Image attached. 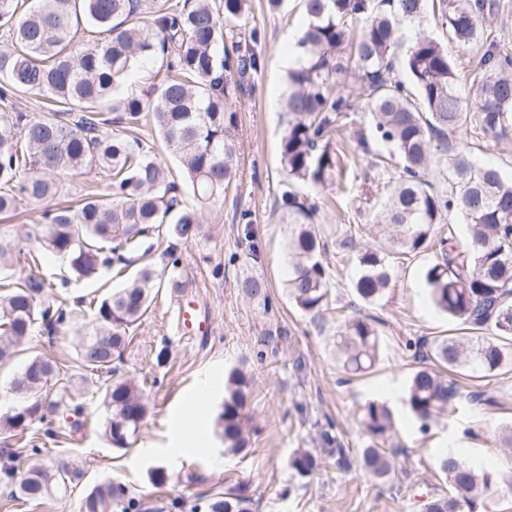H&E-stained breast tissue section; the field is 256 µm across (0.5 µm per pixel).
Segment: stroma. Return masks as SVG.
<instances>
[{
	"label": "stroma",
	"instance_id": "1",
	"mask_svg": "<svg viewBox=\"0 0 512 512\" xmlns=\"http://www.w3.org/2000/svg\"><path fill=\"white\" fill-rule=\"evenodd\" d=\"M498 2L490 25L492 41L512 52V0ZM303 23L301 0H283L274 12L266 0H249L240 32L245 37L260 32L263 66L237 96L233 183L204 210L199 236L178 246L175 275L188 284L184 295L160 292L119 365L120 374L145 381L148 389L149 410L135 442L123 451L105 438L102 425L108 412L96 387H89L83 397L84 429L45 443L48 457L77 462L80 477L67 495L38 503L22 502L14 486L0 483V512H79L85 494L111 479L139 498L143 512H170L174 499L184 503L186 512H206L210 498L239 490L250 497L251 512H422L428 496L450 490L436 466L441 452L451 449L498 474L512 473V451L499 441L512 427V371L459 377L461 391L484 392L486 404L458 401L425 427L404 403L407 380L418 362L407 341L459 333L458 323L428 298L423 269L432 252L394 267L393 288L380 303H363L352 288L354 266L342 257L339 242L349 231L368 233L373 213L361 200L364 184L373 182L382 200L393 181L373 165L388 145L375 140L366 151L356 139L372 125L364 101H357L348 114L342 174L317 190L329 275L324 318L305 315L286 295L288 227L280 222L276 200L282 179L279 147L287 127L281 101L284 61L297 59L295 41ZM489 42L454 49L460 88L480 80L477 62ZM244 210L251 212L252 226L241 223ZM247 278L266 281L269 302L244 295L240 285ZM124 282V276L105 269L95 278L71 281L65 291L75 310L85 314L92 298ZM183 297L194 301L205 317V334L181 333L178 302ZM344 314L380 320L378 360L369 372L351 378L345 377L336 356V332ZM164 347L169 361L160 366L156 354ZM239 366L252 377L247 413L253 431L248 450L232 455L225 453L220 439V415L224 375ZM204 382L211 387L202 410L209 436L206 445L194 448L178 442L174 422L187 408V394ZM374 399L391 407L396 430L391 444L404 450L394 478L376 482L354 467L321 469L306 477L292 469L293 450L312 447L317 431L330 423L342 446L358 452L366 436L354 414ZM155 467L169 475L163 486L150 481Z\"/></svg>",
	"mask_w": 512,
	"mask_h": 512
}]
</instances>
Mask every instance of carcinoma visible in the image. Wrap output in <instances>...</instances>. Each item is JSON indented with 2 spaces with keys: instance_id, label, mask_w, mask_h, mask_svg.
Wrapping results in <instances>:
<instances>
[{
  "instance_id": "obj_1",
  "label": "carcinoma",
  "mask_w": 512,
  "mask_h": 512,
  "mask_svg": "<svg viewBox=\"0 0 512 512\" xmlns=\"http://www.w3.org/2000/svg\"><path fill=\"white\" fill-rule=\"evenodd\" d=\"M146 0H0V215L21 206L41 207V223L25 235L0 232V270L12 282L0 288V365L21 352L36 329L52 334L72 321L67 299L53 293L54 283L36 269V252L69 259L74 277L90 279L124 253L151 248L144 239L165 228L164 265L177 266L173 241L196 237L201 206L224 195L233 177L237 112L235 84L262 66L256 46L234 41L236 22L247 0H165L149 22L138 20ZM388 9L369 0H303L305 25L297 40L302 50L288 71L283 107L288 126L280 142L285 170L277 198L281 223L288 225L289 299L316 318L327 307L328 274L324 244L316 228L319 205L300 195L297 185L323 186L341 171L339 138L352 101L334 92L330 75L356 73L378 137L397 152L401 174L374 214V240L342 239L343 255L355 266L353 288L366 304L380 302L390 290L395 262L431 249L434 259L423 277L432 305L458 321L468 336L436 337L414 344L425 349L408 379L404 403L421 426L462 398L458 385L440 369L483 377L512 368V177L492 162L474 158L460 131L471 126L495 143L512 142V54L490 43L480 58L483 77L462 92L448 45H470L485 34L499 9L497 0H438L440 28L448 42L424 31L414 34L402 60L414 90L395 76L393 56L401 30L421 23L425 0H387ZM359 16L354 31L348 18ZM106 34L81 45L80 23ZM159 60L162 78L154 100L119 93L136 67ZM37 92L51 102L38 116L16 108L13 100ZM113 113L112 120L103 113ZM166 147L179 159L198 207L182 204L180 186L153 147L136 136L144 113ZM446 165L448 189L426 179L432 163ZM88 170L109 181L108 192L87 193L75 207L47 206L60 192L58 175ZM465 226L464 240L452 216ZM153 262L140 266L120 288L94 298L92 318L75 329L76 362L84 376L111 377L103 394L110 412L104 432L112 445L126 449L146 418L145 389L119 375L121 360L134 339V327L147 312L157 289L179 292L176 277ZM241 288L268 300L265 281L247 279ZM371 316H352L340 326L337 356L348 374L376 362L379 337ZM493 335L485 336L483 332ZM20 404L0 415V431L30 450L33 463L17 485L20 498L39 502L65 490L77 472L69 464L43 458L30 427L53 424L62 415L75 430L83 425V391L68 366L43 355L28 357L10 380ZM250 377L241 368L224 385L221 438L224 450L238 453L249 444L245 415ZM367 443L357 461L376 478L395 472L386 448L395 421L390 407L371 400L359 409ZM317 447L297 448L290 464L309 476L324 463L350 466L333 426L319 430ZM439 470L452 488L431 498L426 512H488L491 490L512 492V476L493 475L454 453L440 457ZM142 503L125 484L96 485L81 501L80 512H141ZM209 512H250V499L226 492L211 499Z\"/></svg>"
}]
</instances>
